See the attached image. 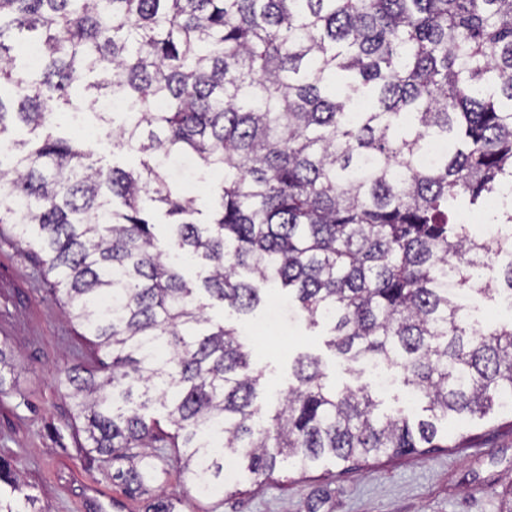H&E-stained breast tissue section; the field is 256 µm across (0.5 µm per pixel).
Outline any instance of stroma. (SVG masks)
Masks as SVG:
<instances>
[{"instance_id": "stroma-1", "label": "stroma", "mask_w": 512, "mask_h": 512, "mask_svg": "<svg viewBox=\"0 0 512 512\" xmlns=\"http://www.w3.org/2000/svg\"><path fill=\"white\" fill-rule=\"evenodd\" d=\"M262 299L248 316L216 301L208 308L214 319L249 336L254 362L265 372L257 404L269 406L286 393L295 359L309 354L336 388L369 385L383 411L422 415V401L400 382L383 387L379 371L353 373L329 347L326 327L290 317L281 287H265ZM64 301L38 246L21 242L13 225L0 224V349L8 361L1 372L0 457L49 512H85L75 472L123 498L127 512H145L159 496L176 499L179 512H500L503 493L512 490V411L497 407L482 420H443L436 448L358 464L326 460L305 475L284 468L260 484L239 467L214 494L183 482L182 461L167 448L164 484L127 495L112 479L111 461L80 447L83 421L65 378L83 365L90 345Z\"/></svg>"}]
</instances>
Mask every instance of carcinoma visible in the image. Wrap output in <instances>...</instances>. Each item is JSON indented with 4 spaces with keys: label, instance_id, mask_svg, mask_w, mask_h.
Segmentation results:
<instances>
[{
    "label": "carcinoma",
    "instance_id": "carcinoma-1",
    "mask_svg": "<svg viewBox=\"0 0 512 512\" xmlns=\"http://www.w3.org/2000/svg\"><path fill=\"white\" fill-rule=\"evenodd\" d=\"M94 113L141 170L105 167L63 114ZM0 224L46 255L68 315L109 373L67 372L85 448L135 494L175 448L201 493L224 457L255 479L405 455L442 415L512 407V321L480 330L450 287L493 298L485 256L508 250L460 219L512 224V0H0ZM446 152L420 164L429 143ZM209 184L208 213L170 168ZM168 225L177 253L159 244ZM207 275L190 284L176 256ZM279 284L328 328L350 370L394 369L431 419L378 412L299 356L264 412L262 372L203 292L238 313ZM129 448H140L136 456ZM0 462V512H46Z\"/></svg>",
    "mask_w": 512,
    "mask_h": 512
}]
</instances>
